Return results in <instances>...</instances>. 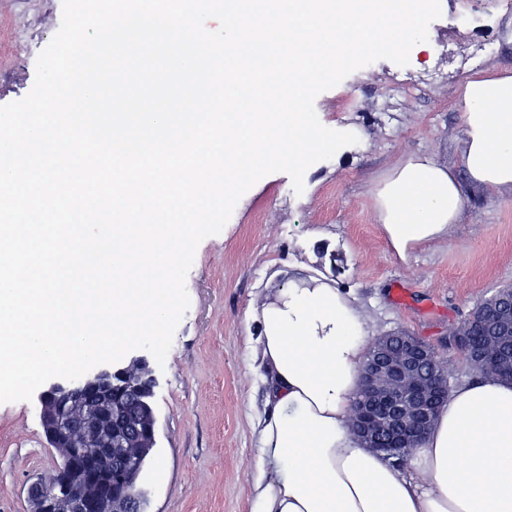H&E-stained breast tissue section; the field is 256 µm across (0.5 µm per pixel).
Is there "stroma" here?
<instances>
[{
	"label": "stroma",
	"instance_id": "1",
	"mask_svg": "<svg viewBox=\"0 0 512 512\" xmlns=\"http://www.w3.org/2000/svg\"><path fill=\"white\" fill-rule=\"evenodd\" d=\"M440 5L428 54L403 67L375 61L316 97L320 122L357 128L356 144L312 164L302 193L286 173L266 175L223 230L200 243L186 279L189 309L165 363L149 364L156 445L145 476L148 512H254L256 425L272 408L252 308L306 270L355 295L371 336L406 331L450 363L454 383L475 378L449 348L448 327L512 284V195L468 185L465 213L447 240L422 244L405 261L384 238L372 197L376 181L411 154L432 155L465 181L459 95L476 72L471 59L489 42L487 70L512 72V0ZM61 21L62 0H0V105L30 92L37 57ZM60 463L39 399L0 404V512H30L32 487Z\"/></svg>",
	"mask_w": 512,
	"mask_h": 512
}]
</instances>
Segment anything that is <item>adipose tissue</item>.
Wrapping results in <instances>:
<instances>
[{
  "label": "adipose tissue",
  "instance_id": "obj_1",
  "mask_svg": "<svg viewBox=\"0 0 512 512\" xmlns=\"http://www.w3.org/2000/svg\"><path fill=\"white\" fill-rule=\"evenodd\" d=\"M460 99L462 166L486 193L512 192V75L476 74ZM373 200L403 260L446 239L466 207L451 168L426 154L384 174ZM254 316L274 409L257 427L256 512H512V382L452 388L409 466L394 465L349 426L368 338L356 297L319 273L269 289Z\"/></svg>",
  "mask_w": 512,
  "mask_h": 512
}]
</instances>
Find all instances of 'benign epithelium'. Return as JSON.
Wrapping results in <instances>:
<instances>
[{
    "label": "benign epithelium",
    "mask_w": 512,
    "mask_h": 512,
    "mask_svg": "<svg viewBox=\"0 0 512 512\" xmlns=\"http://www.w3.org/2000/svg\"><path fill=\"white\" fill-rule=\"evenodd\" d=\"M481 319L491 334L489 346L512 339V304L495 299ZM154 378L146 361L104 364L75 380L63 379L41 397V421L52 447L68 459L69 488L61 504L56 492L41 483L36 494L48 512H110L107 495L114 480L136 449L155 441V431H142L112 402V388L126 375ZM356 434L377 448L375 435L416 448L432 424V417L448 398V380L440 370L434 348L401 331L378 339L361 368Z\"/></svg>",
    "instance_id": "1"
}]
</instances>
